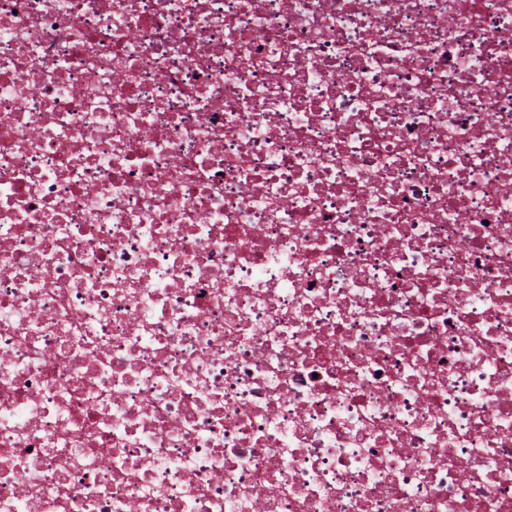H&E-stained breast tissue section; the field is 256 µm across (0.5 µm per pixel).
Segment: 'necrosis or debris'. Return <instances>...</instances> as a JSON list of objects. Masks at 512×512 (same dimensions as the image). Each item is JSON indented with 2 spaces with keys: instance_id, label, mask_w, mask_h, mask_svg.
Instances as JSON below:
<instances>
[{
  "instance_id": "4bbe7bcc",
  "label": "necrosis or debris",
  "mask_w": 512,
  "mask_h": 512,
  "mask_svg": "<svg viewBox=\"0 0 512 512\" xmlns=\"http://www.w3.org/2000/svg\"><path fill=\"white\" fill-rule=\"evenodd\" d=\"M0 512H512V0H0Z\"/></svg>"
}]
</instances>
